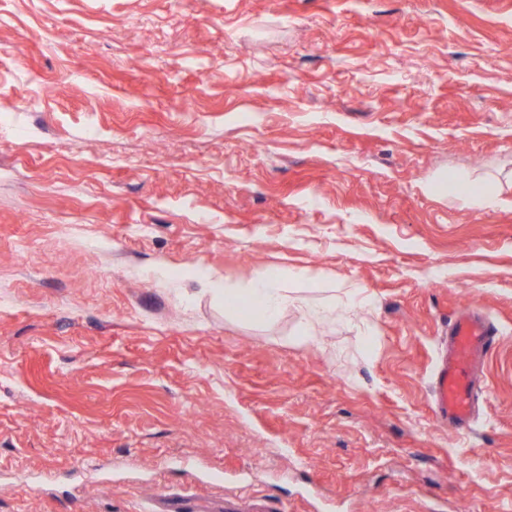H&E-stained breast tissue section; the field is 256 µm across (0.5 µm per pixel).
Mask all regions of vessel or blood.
Segmentation results:
<instances>
[{"label":"vessel or blood","mask_w":512,"mask_h":512,"mask_svg":"<svg viewBox=\"0 0 512 512\" xmlns=\"http://www.w3.org/2000/svg\"><path fill=\"white\" fill-rule=\"evenodd\" d=\"M497 338V330L484 311L464 305L448 327V347L442 350L434 371L431 412L434 420L457 435L471 430L475 403L486 388L480 363ZM161 512H200L192 497L163 494Z\"/></svg>","instance_id":"vessel-or-blood-1"}]
</instances>
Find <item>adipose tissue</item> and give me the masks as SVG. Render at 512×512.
I'll list each match as a JSON object with an SVG mask.
<instances>
[{
	"label": "adipose tissue",
	"instance_id": "1",
	"mask_svg": "<svg viewBox=\"0 0 512 512\" xmlns=\"http://www.w3.org/2000/svg\"><path fill=\"white\" fill-rule=\"evenodd\" d=\"M436 192L447 196L452 202L463 206L492 205L497 198L489 185L466 178L452 181H439L435 184ZM280 275L268 272L256 278L247 288L225 289L223 299L228 308L238 309L247 305L259 316L267 319L277 318L288 308L305 311L312 321H322L326 309L312 307L308 299L298 294H289L279 286Z\"/></svg>",
	"mask_w": 512,
	"mask_h": 512
}]
</instances>
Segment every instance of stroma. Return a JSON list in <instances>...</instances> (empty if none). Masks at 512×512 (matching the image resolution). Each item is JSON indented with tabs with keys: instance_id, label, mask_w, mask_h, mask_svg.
Here are the masks:
<instances>
[{
	"instance_id": "stroma-1",
	"label": "stroma",
	"mask_w": 512,
	"mask_h": 512,
	"mask_svg": "<svg viewBox=\"0 0 512 512\" xmlns=\"http://www.w3.org/2000/svg\"><path fill=\"white\" fill-rule=\"evenodd\" d=\"M269 268L376 307L225 309ZM463 304L498 341L459 437ZM163 493L512 512V0H0V512ZM433 188L461 206H489L497 202L492 187L478 180L466 178L453 179L450 182L441 180ZM497 338L484 311L464 305L448 327V349L442 350L432 383L433 419L456 435L471 431L475 403L486 388L480 363Z\"/></svg>"
}]
</instances>
